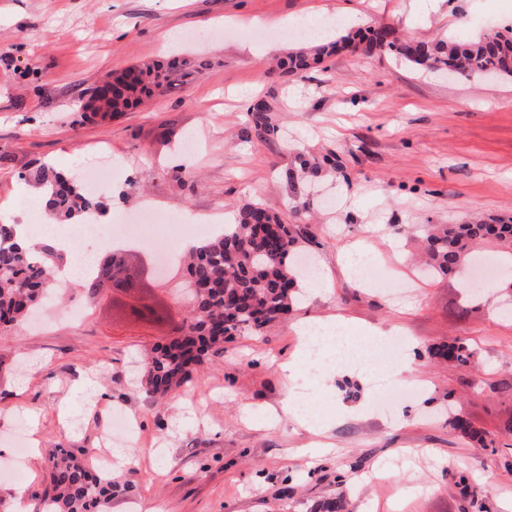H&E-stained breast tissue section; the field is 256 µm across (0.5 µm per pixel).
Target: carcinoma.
I'll list each match as a JSON object with an SVG mask.
<instances>
[{
  "instance_id": "carcinoma-1",
  "label": "carcinoma",
  "mask_w": 512,
  "mask_h": 512,
  "mask_svg": "<svg viewBox=\"0 0 512 512\" xmlns=\"http://www.w3.org/2000/svg\"><path fill=\"white\" fill-rule=\"evenodd\" d=\"M363 54H387L427 71H443L461 76L512 77V27L477 39L422 42L395 35L381 27L366 35L324 41L312 48L288 53L279 69L289 75L303 73L312 65L336 55L340 43ZM203 63L174 55L167 61L126 67L85 92L92 101V112H82L76 124L99 113L128 112L144 100L162 95L177 85L192 83L201 75ZM253 126L246 135L274 127L264 115L266 106H253ZM298 167L289 173L290 182L308 178L321 168L316 158L298 151ZM41 190L45 213L58 222L78 221L93 204L70 178L47 165L22 175ZM15 225L0 224V333L23 322L51 290L52 270L60 254L45 243L31 254L14 241ZM491 244L512 256V217L478 219L466 224H435L422 241L426 264L444 279H457L471 250ZM298 233L283 222L274 210L258 203L243 205L234 223L224 225V234L189 250L186 288L189 308L181 335L154 345L140 363L141 388L153 405L168 404L171 393L182 384L198 378L200 368L224 352V341L231 336L258 334L293 309L299 290ZM104 284L116 288L130 284L119 271L105 268L96 260L91 274L80 288L95 293ZM449 362L464 367L473 352L461 341L448 344L440 352ZM452 425L461 434L486 447L483 434L468 421L456 418ZM50 492L46 512H106L121 485L112 473L101 472L82 449L53 448L47 469Z\"/></svg>"
}]
</instances>
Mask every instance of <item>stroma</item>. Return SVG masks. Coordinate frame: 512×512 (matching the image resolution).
Wrapping results in <instances>:
<instances>
[{
  "mask_svg": "<svg viewBox=\"0 0 512 512\" xmlns=\"http://www.w3.org/2000/svg\"><path fill=\"white\" fill-rule=\"evenodd\" d=\"M317 4L335 38L389 26L421 40L469 39L512 26V0H437L430 12L421 0H0V223L42 236L31 220L42 205L24 174L49 162L83 181L109 153L112 178L94 197L106 223H138L149 204L220 225L262 203L301 225V249L323 282L287 319L226 341L166 410L151 405L134 362L183 325L177 268L152 271L146 243L129 251L148 272L144 289L54 290L47 324L0 335V356L21 366L0 377V463L23 464L32 512L43 510L50 450L97 455L116 410L142 442L117 473L133 488L111 512L148 502L156 512H512V471L500 463L512 457V315L495 306L512 258L498 257L500 275L476 302L413 262L428 225L512 216V79H451L347 50L282 74L275 59L316 45ZM171 30L179 42H163ZM178 52L205 63L191 85L74 125L87 88ZM28 68L39 84L24 78ZM240 90L271 104L274 134L241 139L252 114ZM297 147L335 158L340 175L289 187ZM295 194L306 211H292ZM358 244L391 288L352 279L339 258ZM141 302L164 306L169 320H136L130 309ZM307 318L342 322L352 358L333 381L311 375L288 388L278 364L294 356ZM394 328V355L377 361V334ZM459 339L475 351L465 369L436 355ZM383 377L408 392L384 399ZM288 396L326 420V445L292 418L273 420ZM457 416L493 448L455 431ZM462 475L467 498L455 487Z\"/></svg>",
  "mask_w": 512,
  "mask_h": 512,
  "instance_id": "35a3bbf8",
  "label": "stroma"
}]
</instances>
